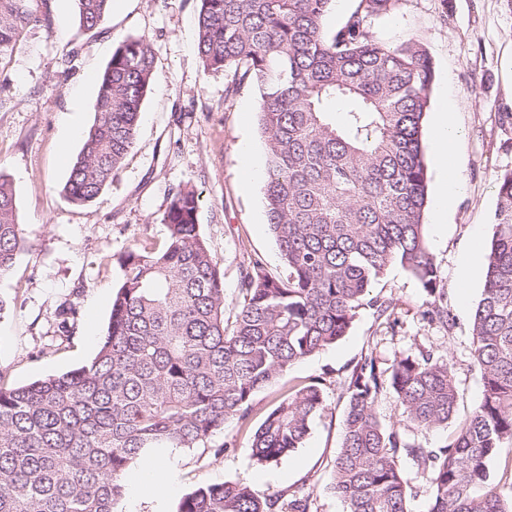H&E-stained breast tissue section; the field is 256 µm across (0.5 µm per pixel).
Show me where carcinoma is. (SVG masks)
I'll use <instances>...</instances> for the list:
<instances>
[{"label": "carcinoma", "instance_id": "cac0c4a2", "mask_svg": "<svg viewBox=\"0 0 512 512\" xmlns=\"http://www.w3.org/2000/svg\"><path fill=\"white\" fill-rule=\"evenodd\" d=\"M80 28L107 19L112 0H76ZM197 51L206 71H231L258 93L265 145L267 221L288 268L245 269L231 330L224 276L199 232L200 195L177 190L163 215V249L134 247L90 362L28 385L0 387V512H116L126 471L147 453L206 448L224 424L248 421L254 395L294 364L346 336L369 296L398 264L431 296L440 272L423 214L422 139L434 68L415 40L379 42L369 20L399 0H358L336 31L323 21L334 0H199ZM50 23L48 0H0V57L31 27ZM154 48L119 43L99 78L96 119L63 191L86 204L112 183L138 134L152 90ZM346 109L336 115L334 105ZM499 223L485 254L482 296L471 316L483 397L439 447L404 439L375 405L390 389L406 421L446 427L458 391L448 360L430 351L387 368L366 356L349 378L334 493L346 512H408L402 458L429 489V512H512L489 463L512 441V173L498 181ZM26 246L11 185L0 178V277ZM427 315L453 317L435 301ZM321 383L291 387L251 439L253 457L276 462L302 447L324 408ZM177 512H312L307 497H258L226 481L182 497Z\"/></svg>", "mask_w": 512, "mask_h": 512}]
</instances>
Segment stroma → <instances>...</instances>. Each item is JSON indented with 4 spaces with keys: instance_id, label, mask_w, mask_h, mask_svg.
Here are the masks:
<instances>
[{
    "instance_id": "stroma-1",
    "label": "stroma",
    "mask_w": 512,
    "mask_h": 512,
    "mask_svg": "<svg viewBox=\"0 0 512 512\" xmlns=\"http://www.w3.org/2000/svg\"><path fill=\"white\" fill-rule=\"evenodd\" d=\"M49 4V25L27 30L21 48L0 59V84L7 86L0 105V175L15 191L27 240L11 273L0 278V385L12 388L94 357L122 279V256L135 243L164 247L163 215L179 188L191 186L200 195L199 229L224 274L225 324L234 322L245 267L257 261L270 276L288 274L267 223L264 183L248 182L242 164L246 146L257 160L265 158L258 93L245 86L226 94L231 74L204 71L196 45L199 0H115L105 23L92 32L81 30L76 0ZM370 28L386 44L415 39L431 57L424 140L432 138V115L441 103L455 107L461 188L447 223H435L439 169L433 153H426L429 201L423 216L453 328L430 322V296L407 271L391 267L371 290L390 300L389 319L360 308L346 336L256 393L248 424L228 422L211 447L171 451L172 480L162 501L126 492L118 512H177L196 486L226 481L262 497L311 496L314 512H344L331 489L347 403L344 382L368 354L386 367L402 355L442 354L456 380V422L479 402L471 313L484 275L476 273L461 289L457 273L471 254L488 248L497 222V181L512 172V0H399L390 14L371 19ZM129 37L153 42L155 84L118 176L93 202L78 206L62 188L95 119L98 77ZM66 53L73 56L67 68L61 63ZM315 379L323 382L325 407L302 448L258 464L251 450L255 428L290 386ZM376 412L384 424L430 447L446 444L454 433L450 427H409L388 392ZM219 445L224 453H216Z\"/></svg>"
}]
</instances>
